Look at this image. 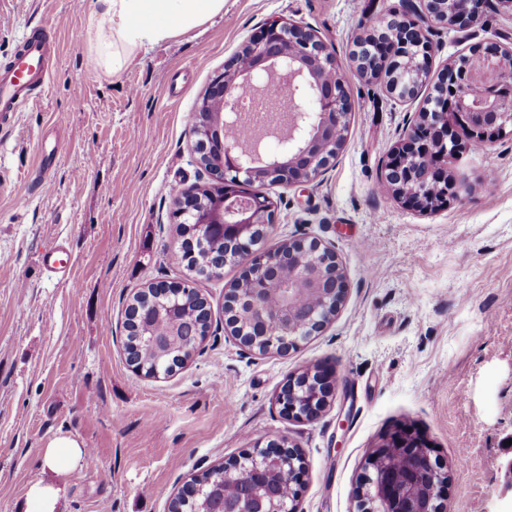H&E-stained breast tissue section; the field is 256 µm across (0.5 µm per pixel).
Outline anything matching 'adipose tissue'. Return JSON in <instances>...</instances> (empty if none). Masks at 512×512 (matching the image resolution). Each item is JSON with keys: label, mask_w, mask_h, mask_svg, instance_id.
<instances>
[{"label": "adipose tissue", "mask_w": 512, "mask_h": 512, "mask_svg": "<svg viewBox=\"0 0 512 512\" xmlns=\"http://www.w3.org/2000/svg\"><path fill=\"white\" fill-rule=\"evenodd\" d=\"M223 11L224 0H94L83 38L95 68L114 74L139 49L189 33ZM86 459V448L71 434L49 441L43 451L47 477L29 486L26 512H57L68 475Z\"/></svg>", "instance_id": "adipose-tissue-1"}]
</instances>
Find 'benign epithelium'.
Segmentation results:
<instances>
[{"label": "benign epithelium", "instance_id": "obj_1", "mask_svg": "<svg viewBox=\"0 0 512 512\" xmlns=\"http://www.w3.org/2000/svg\"><path fill=\"white\" fill-rule=\"evenodd\" d=\"M476 2L418 0L410 7L416 20L392 18L396 39L375 31L357 40L358 69L366 76L388 73V93L407 99L423 83L436 86L435 95L383 165L382 183L418 210L426 207L429 188L443 187L436 204L448 200V156L512 124V86L499 82V73L512 64V45L477 43L435 79L427 68L432 25L466 27L474 18ZM244 47L250 65L241 68L236 55L224 63L189 128L195 160L218 190L212 195L214 203L202 205L203 187L190 186L178 196L173 219L187 225L181 250L189 259L205 246L214 224L224 225L225 237L240 242L238 261L251 287L225 289L226 325L244 345L285 356L336 312L345 291L343 272L334 253L313 240L263 250L267 230L276 222L275 205L260 191L239 193L236 187L264 178L290 184L320 176L336 158L338 131L352 101L340 77L325 76L336 67V59L311 28L271 21L259 27ZM243 84L251 86L253 100H265L280 112L277 122L254 130L246 143L224 135L225 127H236L242 119L238 88ZM270 139L278 143L275 152L265 149ZM193 290L191 281H157L138 290V295L148 302L153 293ZM330 394V382L307 372L289 380L278 401L286 415L311 420ZM426 447L424 437L408 428L384 438L370 455L372 473L365 476L367 491L359 512H440L448 473L428 455L425 467L413 464L414 449ZM272 459L291 467L292 484L305 470L297 450L270 441L222 468L224 479L236 482L237 492L221 495L205 512H295V493L290 488L288 497L281 495L276 472L268 467Z\"/></svg>", "mask_w": 512, "mask_h": 512}]
</instances>
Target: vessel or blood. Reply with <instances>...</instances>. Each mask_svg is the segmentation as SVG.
Listing matches in <instances>:
<instances>
[{"label":"vessel or blood","mask_w":512,"mask_h":512,"mask_svg":"<svg viewBox=\"0 0 512 512\" xmlns=\"http://www.w3.org/2000/svg\"><path fill=\"white\" fill-rule=\"evenodd\" d=\"M57 58L56 44L44 31L26 37L11 60L0 67V120L36 100L48 83Z\"/></svg>","instance_id":"1"}]
</instances>
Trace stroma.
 Returning <instances> with one entry per match:
<instances>
[{
	"instance_id": "35a3bbf8",
	"label": "stroma",
	"mask_w": 512,
	"mask_h": 512,
	"mask_svg": "<svg viewBox=\"0 0 512 512\" xmlns=\"http://www.w3.org/2000/svg\"><path fill=\"white\" fill-rule=\"evenodd\" d=\"M93 0H0V65L33 30L58 53L34 105L0 125V512H19L42 452L68 433L93 462L69 476L60 512H168L190 479L279 440L306 474L296 512H358L370 452L397 427L420 432L448 473L445 512H512V127L448 161L457 195L432 211L381 190L383 164L432 84L389 94L362 76L354 40L407 0H224L200 28L96 69L78 33ZM272 20L310 26L334 54L354 107L335 160L311 182L264 186L276 222L263 246L304 238L345 275L336 314L288 355L243 345L224 290L241 268L195 286L211 327L187 363L150 378L125 359V310L146 284L181 281L171 261L179 190L206 182L189 138L212 78ZM431 72L475 43L512 39V11L485 0L474 23L434 25ZM65 150L37 180L42 148ZM70 248V278L43 265ZM320 368L335 391L312 420L285 416L289 378Z\"/></svg>"
}]
</instances>
